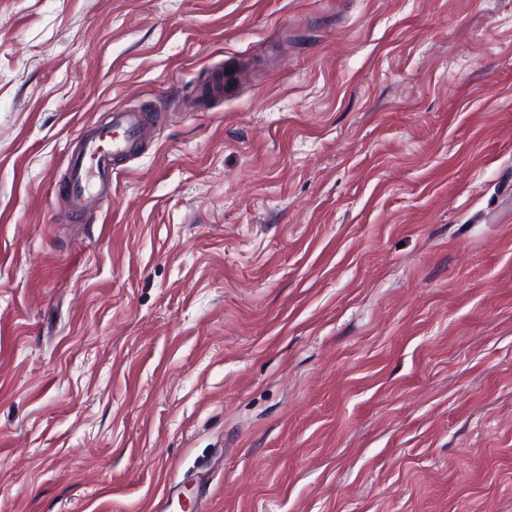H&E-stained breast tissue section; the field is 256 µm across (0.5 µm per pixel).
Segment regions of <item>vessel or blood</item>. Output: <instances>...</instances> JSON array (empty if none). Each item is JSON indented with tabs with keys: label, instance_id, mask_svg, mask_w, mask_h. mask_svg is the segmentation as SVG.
<instances>
[{
	"label": "vessel or blood",
	"instance_id": "obj_1",
	"mask_svg": "<svg viewBox=\"0 0 512 512\" xmlns=\"http://www.w3.org/2000/svg\"><path fill=\"white\" fill-rule=\"evenodd\" d=\"M150 120L148 112L116 108L107 124L88 130L81 150L68 162V196L73 211H84L90 195L102 201L111 198L115 164L131 154Z\"/></svg>",
	"mask_w": 512,
	"mask_h": 512
}]
</instances>
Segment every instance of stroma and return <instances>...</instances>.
Instances as JSON below:
<instances>
[{
  "instance_id": "stroma-1",
  "label": "stroma",
  "mask_w": 512,
  "mask_h": 512,
  "mask_svg": "<svg viewBox=\"0 0 512 512\" xmlns=\"http://www.w3.org/2000/svg\"><path fill=\"white\" fill-rule=\"evenodd\" d=\"M0 512H512V0H0ZM150 120L148 111L115 108L107 124L87 131L81 151L68 161L67 195L72 212L84 211L90 195H96L100 201L112 197L115 163L131 154Z\"/></svg>"
}]
</instances>
